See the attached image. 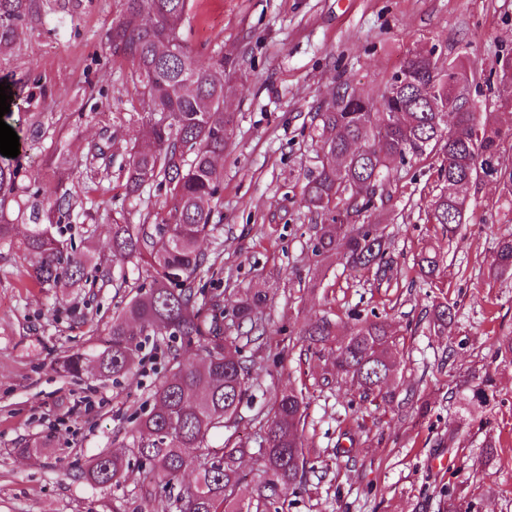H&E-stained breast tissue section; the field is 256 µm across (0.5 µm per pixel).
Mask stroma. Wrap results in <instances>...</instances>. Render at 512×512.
<instances>
[{"mask_svg": "<svg viewBox=\"0 0 512 512\" xmlns=\"http://www.w3.org/2000/svg\"><path fill=\"white\" fill-rule=\"evenodd\" d=\"M116 11L114 0H43L39 21L0 56V83L10 87V121L20 129V182L52 197L57 173L46 156L77 159L68 183L76 208L64 236L108 255L112 271L132 282L139 272L111 255L109 226L166 215L169 201L151 186L129 198L122 186L141 87L107 40ZM184 37L201 59L220 50L236 66L224 79L235 119L220 227L201 248L224 267L214 286L225 306L256 288L268 293L257 309L264 360L233 435L251 449L238 499L251 500L262 468L255 416L293 388L305 396L313 468L301 491L282 497L280 512H448L452 502L460 512H512V357L498 351L512 336V279L487 274L496 243L512 236V198L485 180L467 224L448 238L427 221L442 189V151L394 163L379 216L392 264L387 281L354 276L339 257H315L314 221L301 203L315 164L311 117L337 79L377 89L409 49L425 46L488 75L499 55L512 54V0H190ZM429 243L442 261L428 282L414 260ZM26 265L18 248L0 246V512H172L166 498L145 496L130 437L168 369L166 344L145 337L129 377L102 378L91 364L66 376L58 360L106 336L128 291L40 288L25 277ZM444 300L455 304L456 321L436 335L428 314ZM354 312L387 317L399 339L396 397L379 409L358 404L351 380L299 337L321 318L349 328ZM487 376L493 401L462 420L463 381ZM45 437L50 447L29 450ZM102 452L126 455L119 483L83 479Z\"/></svg>", "mask_w": 512, "mask_h": 512, "instance_id": "1", "label": "stroma"}]
</instances>
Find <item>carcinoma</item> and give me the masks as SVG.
Returning <instances> with one entry per match:
<instances>
[{
	"label": "carcinoma",
	"instance_id": "obj_1",
	"mask_svg": "<svg viewBox=\"0 0 512 512\" xmlns=\"http://www.w3.org/2000/svg\"><path fill=\"white\" fill-rule=\"evenodd\" d=\"M119 16L107 38L113 55L131 67L142 86L138 136L146 148L130 153L123 168L125 195L138 197L145 185L165 191L168 218L140 224L112 225V251L119 252L145 276L135 293L112 315L108 337L100 348L65 355L60 369L73 377L92 361L110 377L135 373L139 337L155 336L171 343L169 370L156 386L150 409L134 420L132 448L153 467L146 493L159 488L175 512H279L281 497L304 487L310 460L301 433L305 426L302 392L293 389L274 397L271 411L260 418L265 442L262 476L256 499L245 505L236 489L246 480L239 460L248 452L242 443L224 444L211 453V436L237 423L240 404L253 378L255 360L238 338L226 335L224 319L241 328H258L253 310L265 293L245 294L226 313L221 294L201 285L203 272L221 274L199 241L218 230L213 223L221 205L224 168L220 161L229 145L227 130L234 113L224 111V52L207 61L184 44L182 28L189 0H116ZM37 0H0V55L16 43L19 28L38 19ZM409 79L391 75L376 94L353 89L341 81L318 106L311 142L329 159L310 172L302 193L303 206L315 218L312 252L328 258L341 255L357 272L385 274L386 241L375 214L391 194V164L419 159L446 140V155L437 168L444 189L432 200L429 219L453 235L467 222L463 203L477 188V171L493 177L502 193L512 197V167L499 163L512 130L503 131L495 113L479 121L476 104L463 96L474 75L460 57L448 70L424 56L406 58ZM502 88L500 103L512 108V58L498 61L486 85ZM18 171L0 155V245H12L15 225L3 220L7 203L25 199L20 219L30 225L21 244L31 262L29 276L42 288H82L88 267L110 282L115 277L101 256L63 238L61 219L72 206L65 178L54 197L17 182ZM435 247L422 249L414 266L422 279L439 268ZM495 280L512 278V238L497 243L489 264ZM455 319L454 306L433 305L429 329L443 333ZM302 335L316 352L334 359L336 374L356 383L359 400L370 405L394 401L391 376L396 339L387 322L376 316L355 317L343 333L337 324L320 319ZM490 378L466 388L464 408L487 403ZM189 448H203L195 456ZM129 462L118 453H100L83 471L91 485L118 483ZM193 476L192 483L186 477Z\"/></svg>",
	"mask_w": 512,
	"mask_h": 512
}]
</instances>
